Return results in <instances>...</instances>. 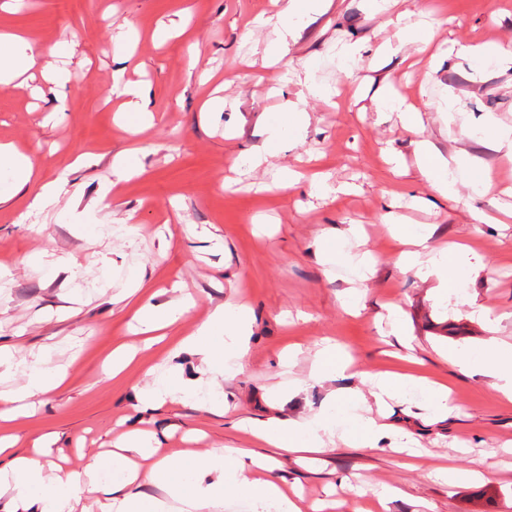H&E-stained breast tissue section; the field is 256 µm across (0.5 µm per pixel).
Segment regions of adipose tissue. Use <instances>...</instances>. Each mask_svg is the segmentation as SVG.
<instances>
[{"label":"adipose tissue","instance_id":"adipose-tissue-1","mask_svg":"<svg viewBox=\"0 0 512 512\" xmlns=\"http://www.w3.org/2000/svg\"><path fill=\"white\" fill-rule=\"evenodd\" d=\"M332 0H305L304 11L320 15L331 6ZM294 0H282L277 11L263 18V25L272 28L275 38L268 45L265 62H277L288 51L289 41L297 29ZM42 51L36 49L19 30L0 33V85H7L24 74L39 73L50 84L59 103H66L70 84L69 73L63 68L43 65ZM374 97L384 109L397 112L403 125L415 133L418 171L431 190L443 197L454 194L457 185L465 184L473 197L486 196L492 178L483 173L479 162L462 154L444 155L437 145L425 137L423 113L394 95L389 85L376 87ZM34 165L30 155L14 143L0 142V200L10 201L16 187L35 181ZM393 238L401 245L400 261L421 281L437 285L446 296H453L460 273L479 272L481 266L467 247L438 242L431 228H417L397 222L393 214H385ZM361 237L358 225L326 231L327 247L319 258L326 269L346 263L352 266L359 280L365 281L373 273L368 254L346 253L339 247L342 239L356 241ZM251 312L245 306H224L211 312L188 336L184 344L203 355L206 363L223 362L225 372H233L237 361L248 349ZM223 335L222 345H214L212 338ZM448 362L459 370L476 371L495 378V389L500 398L512 402V344L491 339L480 349L452 347ZM371 395L378 407H386L388 400L403 396L408 389L418 388L433 412L440 417L452 411L447 385L416 383L414 378L391 372L369 376ZM58 380L49 370L32 366L26 385L21 391L0 395V422L9 421L16 403L44 395L56 387ZM354 392L333 391L329 411L304 417L289 424L270 420L254 426L253 435L260 441L283 451L315 455L323 453L334 438L355 436L365 444H375L386 435L387 428L373 416L364 414ZM48 440H40L35 455H16L11 451L7 436H0V455H10L7 467L0 468V489H8L12 496L9 512H74L80 493L98 495L100 512H216L224 504V484L232 482L238 497L247 500L251 512H264L274 503L280 512H297L295 502L282 484L258 477L261 463L243 450L214 449L202 456L193 474L194 490L185 492L179 481L171 477L172 465L158 456L160 440L155 431L130 429L121 435L114 450L96 457L84 470L60 468L52 480H45L44 465L40 460L48 448ZM151 483L156 496L147 498L140 491L141 482Z\"/></svg>","mask_w":512,"mask_h":512}]
</instances>
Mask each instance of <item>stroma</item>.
Listing matches in <instances>:
<instances>
[{
    "mask_svg": "<svg viewBox=\"0 0 512 512\" xmlns=\"http://www.w3.org/2000/svg\"><path fill=\"white\" fill-rule=\"evenodd\" d=\"M270 0H25L0 10V29L24 31L46 50L63 38L71 73L67 108L55 112L52 95L32 88L0 87V142L33 158L39 180H64L53 206L28 210L29 188L0 205V345L13 356L0 373V391L24 386L27 365L43 361L63 382L7 426L14 451H32L49 436L45 467L79 469L109 450L122 425L156 430L175 474L191 470L196 455L212 448L242 449L269 461L282 485L297 491L301 512L335 499L337 512H512V404L493 390L490 377L449 365V348H478L488 337L512 342V220L476 224L471 209L488 214L512 204V162L484 135L458 137L485 114L512 126V69L460 57L464 46L512 42V0H391V15L437 32L425 50L400 43L384 26L373 0H333L315 19L298 18L299 36L277 65L262 64L268 40L257 17ZM169 26L171 38L155 47L151 35ZM393 51L378 60L383 43ZM355 44L361 58L349 82L336 67L341 45ZM314 62L317 82L334 87L333 103L310 96L297 77ZM151 90L154 120L130 133L119 98L109 97L114 73ZM389 82L420 106L446 95L456 100V124L426 115L427 132L440 150L450 147L481 161L498 185L479 199L466 187L444 198L418 178L415 136L397 113L378 111L359 87ZM212 97L224 107L209 112ZM308 112L307 133L295 131L287 104ZM283 128L276 144L282 165L329 173L350 185L323 196L311 181L281 186L273 171L251 168V150L268 129ZM86 154L79 169L75 155ZM139 159L140 174L115 183L112 160ZM396 155L408 172L385 164ZM393 211L408 223L434 225L443 242L471 247L487 264L467 280L464 295L443 300L428 284L403 272L400 248L381 222ZM364 225L365 250L375 273L361 289V310L342 302L352 270H326L315 243L324 230ZM190 294L187 316L121 375L104 365L113 349L132 342V314L142 303L162 304ZM252 311L249 348L234 375L213 385L202 355L183 339L225 303ZM401 306L409 346L375 321ZM483 307L485 316L475 314ZM495 328H488V320ZM331 338L350 355L349 376L309 377V356ZM300 351L293 371L279 358ZM410 372L448 385L455 409L434 419L420 393L390 402L386 420L409 431L424 451L419 468L407 467L398 439L381 448L335 442L315 459L267 446L239 422H282L322 410L332 391L369 394L368 374ZM176 373L197 397L168 399L140 414L139 388ZM303 380L301 391L275 397L276 387ZM452 467L454 480L433 474ZM485 480L472 479V472ZM393 489L386 504L378 493Z\"/></svg>",
    "mask_w": 512,
    "mask_h": 512,
    "instance_id": "stroma-1",
    "label": "stroma"
}]
</instances>
